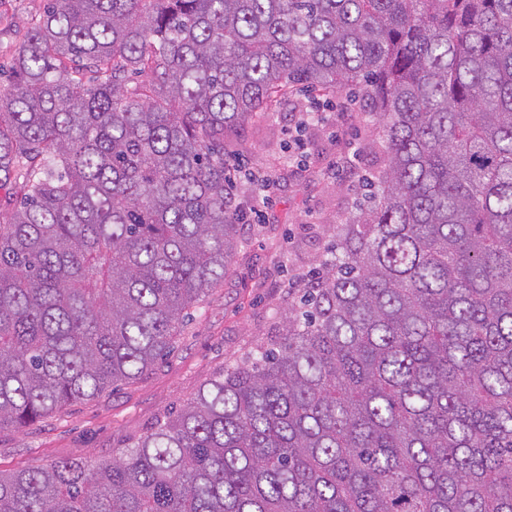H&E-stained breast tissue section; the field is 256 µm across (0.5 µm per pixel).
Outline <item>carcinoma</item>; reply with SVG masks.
<instances>
[{"instance_id": "carcinoma-1", "label": "carcinoma", "mask_w": 512, "mask_h": 512, "mask_svg": "<svg viewBox=\"0 0 512 512\" xmlns=\"http://www.w3.org/2000/svg\"><path fill=\"white\" fill-rule=\"evenodd\" d=\"M11 70L0 429L171 352L240 245L226 130L356 85L385 147L282 333L0 512H512V0H49Z\"/></svg>"}]
</instances>
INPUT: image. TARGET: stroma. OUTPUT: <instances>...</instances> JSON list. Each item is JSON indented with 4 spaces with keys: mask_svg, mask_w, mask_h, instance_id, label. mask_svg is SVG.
I'll return each mask as SVG.
<instances>
[{
    "mask_svg": "<svg viewBox=\"0 0 512 512\" xmlns=\"http://www.w3.org/2000/svg\"><path fill=\"white\" fill-rule=\"evenodd\" d=\"M46 0H0V66H8ZM315 118L298 127L300 113ZM224 158L268 172L271 197L249 213L229 273L181 328L173 353L135 383L76 403L25 430H0V471L58 460H110L213 373L276 335L288 291L331 250L333 225L355 210L362 179L381 165L375 119L362 103L294 93L224 138Z\"/></svg>",
    "mask_w": 512,
    "mask_h": 512,
    "instance_id": "35a3bbf8",
    "label": "stroma"
}]
</instances>
